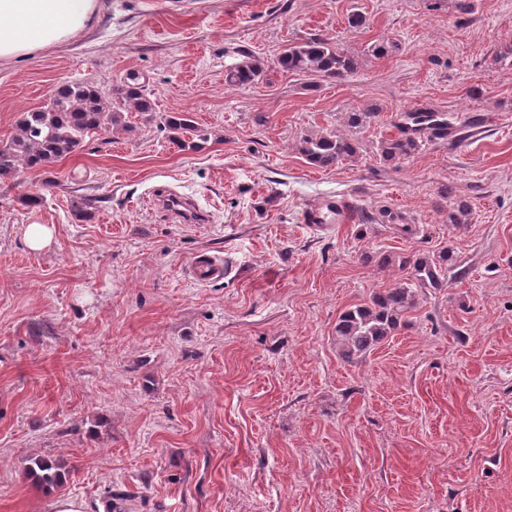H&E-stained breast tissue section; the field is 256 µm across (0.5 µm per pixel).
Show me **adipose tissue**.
I'll return each mask as SVG.
<instances>
[{"label": "adipose tissue", "mask_w": 512, "mask_h": 512, "mask_svg": "<svg viewBox=\"0 0 512 512\" xmlns=\"http://www.w3.org/2000/svg\"><path fill=\"white\" fill-rule=\"evenodd\" d=\"M97 0H0V59L69 40L93 20Z\"/></svg>", "instance_id": "adipose-tissue-1"}]
</instances>
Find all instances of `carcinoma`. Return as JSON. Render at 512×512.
I'll return each instance as SVG.
<instances>
[{
  "label": "carcinoma",
  "mask_w": 512,
  "mask_h": 512,
  "mask_svg": "<svg viewBox=\"0 0 512 512\" xmlns=\"http://www.w3.org/2000/svg\"><path fill=\"white\" fill-rule=\"evenodd\" d=\"M227 70L225 80L235 87L256 84L263 75V63L247 51ZM282 70L329 79H345L357 71V61L327 39L313 35L286 48L277 58ZM154 111L145 82L131 75L103 92L81 81H64L49 94L47 102L21 114L11 140L0 146V181L15 178L22 170L48 169L59 160L77 152L87 138L102 131L123 128L126 113ZM378 116L373 109H355L345 114L348 130L359 132ZM452 129L448 116L418 110L406 113V126L399 133L377 141L376 156L384 164L412 157L422 147L421 134L430 131L442 137ZM162 130L183 150L199 147L204 137L184 112L162 117ZM358 141L346 133L325 132L306 136L301 154L308 164L328 169L358 158ZM467 203L460 201L448 209V223H466ZM451 255L442 249L432 255L388 254L379 264L393 269L398 276L391 285L370 295L369 299L345 310L336 320L335 341L345 358L374 349L406 323L407 314L417 306V294L424 288L442 286ZM30 475L41 484L53 487L62 482L65 472L55 460L31 459Z\"/></svg>",
  "instance_id": "1"
}]
</instances>
